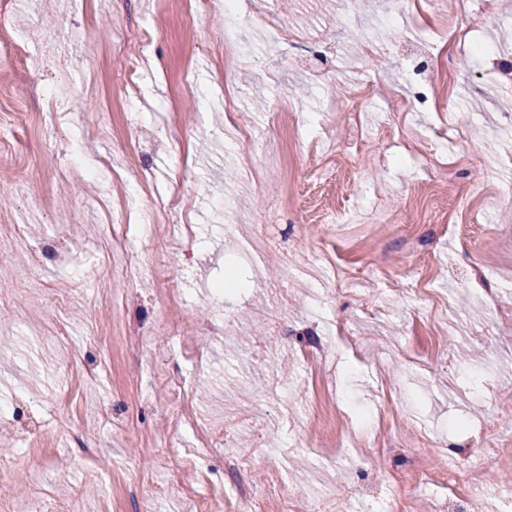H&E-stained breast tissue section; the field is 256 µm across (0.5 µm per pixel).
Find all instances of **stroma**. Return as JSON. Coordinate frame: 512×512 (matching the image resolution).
Instances as JSON below:
<instances>
[{
	"label": "stroma",
	"mask_w": 512,
	"mask_h": 512,
	"mask_svg": "<svg viewBox=\"0 0 512 512\" xmlns=\"http://www.w3.org/2000/svg\"><path fill=\"white\" fill-rule=\"evenodd\" d=\"M10 2L18 41L46 55L24 71L0 49V252L11 257L0 266V419L15 432L0 461L15 463L12 499L52 512H195L187 488L236 493L220 449L175 425L166 390L180 378L214 430L234 409V440L257 455L254 512L317 496L334 512H373L393 490L416 498V512H441L447 488L420 497L392 472L450 457L462 476L480 438L512 434L499 418L512 372L488 363L492 352L512 362V57L415 51L421 20L399 0H292L287 11L281 0H241L240 59L229 68L224 0L197 10L185 0ZM489 3L463 15L461 0H439V16L464 17L473 42L505 44L512 0ZM133 23L150 39L132 95L123 37ZM382 28L389 40L365 56ZM51 32L61 48L45 47ZM319 72L335 75L340 97L367 83L378 104L368 118L380 134L354 155L335 151L349 119L329 111ZM420 90L439 104L413 106ZM327 151L336 167L324 178ZM173 194L179 220L196 228L188 247L153 240L139 221ZM436 201L457 213L445 234L426 219ZM328 214L337 221L326 264L311 226ZM256 220L270 238L258 254ZM18 224L23 248L8 235ZM101 224L134 249H105ZM230 267L244 287L216 300L212 285ZM275 282L288 285L276 310L263 295ZM228 315L248 340L239 355L211 333ZM60 327L65 351L50 340ZM310 334L334 339L312 368L300 358ZM271 337L286 346L275 368L257 356ZM87 363L97 382L66 397L68 368ZM385 384L397 392L387 438L403 453L358 456L353 408L380 403ZM282 414L280 429L249 424ZM79 440L97 447L95 465L81 463ZM485 484L466 512L497 508L512 460L489 464Z\"/></svg>",
	"instance_id": "35a3bbf8"
}]
</instances>
